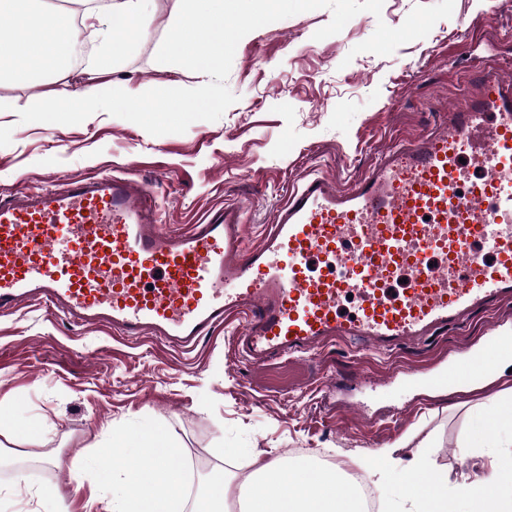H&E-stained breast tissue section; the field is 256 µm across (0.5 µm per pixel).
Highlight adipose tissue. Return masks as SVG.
<instances>
[{"mask_svg": "<svg viewBox=\"0 0 512 512\" xmlns=\"http://www.w3.org/2000/svg\"><path fill=\"white\" fill-rule=\"evenodd\" d=\"M81 11H56L43 0H0V78L18 81L52 76L56 86L38 104H14L17 112L76 118L101 111L105 98L98 87L72 89L67 77L81 71H109L116 59L136 48L141 21L152 0H78ZM87 30L98 52L81 59L78 36ZM468 448H496L499 456L479 469L463 473L450 484L427 445L410 459L400 452L405 441L354 458L353 464L372 482H394L410 512H512V429L474 416L463 437ZM182 447L165 431L113 432L105 450L95 455L89 471L93 484L108 491L106 512H363L358 488L341 469H329L307 459L249 455L250 472L215 470L195 496L184 490L181 470L172 465Z\"/></svg>", "mask_w": 512, "mask_h": 512, "instance_id": "obj_1", "label": "adipose tissue"}]
</instances>
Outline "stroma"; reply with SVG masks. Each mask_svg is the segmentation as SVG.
Segmentation results:
<instances>
[{"label":"stroma","instance_id":"35a3bbf8","mask_svg":"<svg viewBox=\"0 0 512 512\" xmlns=\"http://www.w3.org/2000/svg\"><path fill=\"white\" fill-rule=\"evenodd\" d=\"M384 0L323 40L332 13L318 9L260 27L238 44L226 84L237 101L216 121L153 136L104 112L56 123L16 102H38L54 88L0 81V195L50 178L95 172L132 174L164 201L165 229L186 232L211 209L248 211L247 244H257L299 178L318 172L349 186L390 143L440 126L439 115L479 91L480 71L499 65L512 77V0H455L450 18L393 54H353L378 23L400 26L419 4ZM173 0H155L136 51L93 83L194 88L185 68L156 62ZM75 88L91 81L72 76ZM241 323L212 332L184 353L152 340L130 341L80 326L44 306L0 314V512H52L35 498L55 485L68 512L90 504L78 472L113 430L161 428L183 445L185 468L221 465L227 448L304 456L350 470L362 453L408 434L430 439L450 479L469 470L461 438L476 414L494 413L495 394L512 389V371L479 384L430 391L441 363L512 338V306L479 311L425 341L380 354L335 343L302 358L256 364L238 352Z\"/></svg>","mask_w":512,"mask_h":512}]
</instances>
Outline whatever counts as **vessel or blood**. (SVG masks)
I'll list each match as a JSON object with an SVG mask.
<instances>
[{"mask_svg": "<svg viewBox=\"0 0 512 512\" xmlns=\"http://www.w3.org/2000/svg\"><path fill=\"white\" fill-rule=\"evenodd\" d=\"M448 128L402 139L349 187L300 177L253 247L244 209L159 227L154 192L112 174L0 197V313L28 302L193 351L244 319L251 360L350 338L397 350L512 300V79L483 69ZM481 352L441 387L490 376Z\"/></svg>", "mask_w": 512, "mask_h": 512, "instance_id": "b4317fda", "label": "vessel or blood"}]
</instances>
